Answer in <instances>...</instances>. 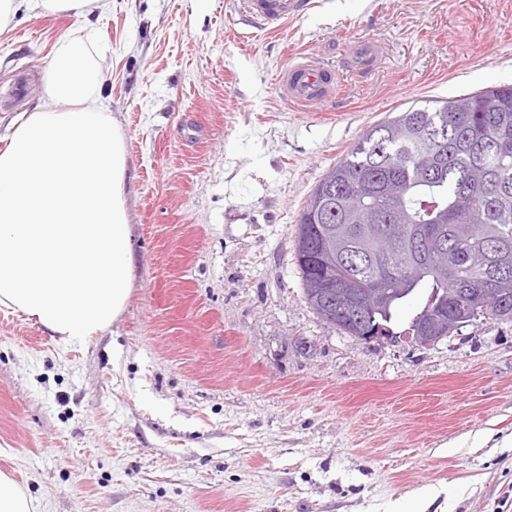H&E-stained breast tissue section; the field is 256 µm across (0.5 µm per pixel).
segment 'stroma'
<instances>
[{
  "label": "stroma",
  "instance_id": "obj_1",
  "mask_svg": "<svg viewBox=\"0 0 512 512\" xmlns=\"http://www.w3.org/2000/svg\"><path fill=\"white\" fill-rule=\"evenodd\" d=\"M105 49L127 148L125 308L63 345L0 310V472L40 512H512V323L366 344L306 303L322 174L389 113L512 83V0H315L271 32L237 0H112L0 31V148L54 47ZM339 97L279 92L295 55Z\"/></svg>",
  "mask_w": 512,
  "mask_h": 512
}]
</instances>
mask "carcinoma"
<instances>
[{
	"instance_id": "carcinoma-1",
	"label": "carcinoma",
	"mask_w": 512,
	"mask_h": 512,
	"mask_svg": "<svg viewBox=\"0 0 512 512\" xmlns=\"http://www.w3.org/2000/svg\"><path fill=\"white\" fill-rule=\"evenodd\" d=\"M295 233L306 303L348 336L380 326L414 337L434 316L450 336L480 318L512 323V85L367 128L318 180ZM308 256L358 297L360 318L336 311V289L305 287ZM482 288L494 301L462 317ZM411 306L395 330L397 311Z\"/></svg>"
}]
</instances>
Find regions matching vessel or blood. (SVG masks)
<instances>
[{"label":"vessel or blood","mask_w":512,"mask_h":512,"mask_svg":"<svg viewBox=\"0 0 512 512\" xmlns=\"http://www.w3.org/2000/svg\"><path fill=\"white\" fill-rule=\"evenodd\" d=\"M311 0H242V11L268 29L302 16ZM280 93L301 111H309L318 101L335 97L338 86L332 75L313 56L295 57L278 76Z\"/></svg>","instance_id":"b4317fda"}]
</instances>
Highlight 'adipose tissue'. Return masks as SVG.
Instances as JSON below:
<instances>
[{
    "mask_svg": "<svg viewBox=\"0 0 512 512\" xmlns=\"http://www.w3.org/2000/svg\"><path fill=\"white\" fill-rule=\"evenodd\" d=\"M110 0H0V30L23 8L88 17ZM103 60L75 33L52 55L47 103L0 149V307L66 344L105 331L133 279L127 150L101 101Z\"/></svg>",
    "mask_w": 512,
    "mask_h": 512,
    "instance_id": "ef3b65f1",
    "label": "adipose tissue"
}]
</instances>
